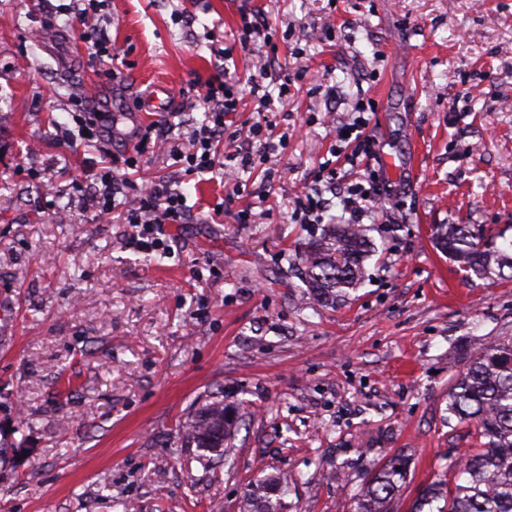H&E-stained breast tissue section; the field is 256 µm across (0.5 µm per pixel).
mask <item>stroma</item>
I'll return each instance as SVG.
<instances>
[{
	"label": "stroma",
	"mask_w": 512,
	"mask_h": 512,
	"mask_svg": "<svg viewBox=\"0 0 512 512\" xmlns=\"http://www.w3.org/2000/svg\"><path fill=\"white\" fill-rule=\"evenodd\" d=\"M83 5L0 0V512H245L267 475L288 481L279 512H350L393 456L407 466L396 512L453 482L481 440L449 419L448 392L470 352L512 340V279L462 277L431 237L512 225V0H112L114 83L70 25ZM254 6L274 45L247 51L240 10ZM263 64L296 77L268 161L190 173L163 151L130 172L185 196L164 250L85 207L78 187L104 158L60 143L77 101L119 114L120 152L164 81L186 150L204 118L192 81ZM361 98L377 156L340 173L387 189L363 218L376 251L349 298L322 306L289 260L323 224L293 211ZM216 397L240 419L229 460L205 461L184 429Z\"/></svg>",
	"instance_id": "35a3bbf8"
}]
</instances>
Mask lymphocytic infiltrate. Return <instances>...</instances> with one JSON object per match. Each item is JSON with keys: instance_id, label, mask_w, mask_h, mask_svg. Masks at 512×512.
<instances>
[{"instance_id": "1", "label": "lymphocytic infiltrate", "mask_w": 512, "mask_h": 512, "mask_svg": "<svg viewBox=\"0 0 512 512\" xmlns=\"http://www.w3.org/2000/svg\"><path fill=\"white\" fill-rule=\"evenodd\" d=\"M87 2V8L77 17L80 24L79 36L87 46L89 63L101 65L104 76L108 77L112 74L111 40L106 29L93 21L103 0ZM268 78L267 70L261 68L245 81L257 102L260 116L246 130L247 147L225 155L218 154L217 147L229 129L230 116L240 109V84L243 81L229 71L221 70L201 83L197 96L200 107L206 112V119L191 132L192 151H181L177 154L179 162L184 164L187 171L209 172L224 161L235 163L237 168L250 170L276 151L277 145L271 138L272 121L268 114L275 109V96H287L291 78L285 72L278 75L279 92L275 95L266 86ZM372 109L370 101L357 100L348 122L343 124L341 134L336 137L334 154L344 158L350 166L370 164L376 157L375 139L368 130V114ZM108 122V113L82 107L81 117L76 122L77 133L62 131L61 140L68 147L76 146L81 140L96 145L104 144L112 139ZM136 137L138 142L134 150L113 156L111 168L100 174L99 187L86 196L85 202L100 216L108 217L116 206L117 196H125L123 221L135 227L136 245L152 251L164 246L160 237L163 225L184 223L187 210L184 195L167 181L158 180L137 185L118 178L117 169L137 168L140 154L148 151L154 143L152 129L138 130Z\"/></svg>"}]
</instances>
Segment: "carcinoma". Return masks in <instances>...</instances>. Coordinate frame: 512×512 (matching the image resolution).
I'll return each mask as SVG.
<instances>
[{
	"label": "carcinoma",
	"instance_id": "obj_1",
	"mask_svg": "<svg viewBox=\"0 0 512 512\" xmlns=\"http://www.w3.org/2000/svg\"><path fill=\"white\" fill-rule=\"evenodd\" d=\"M505 231L482 224H440L433 234L437 249L458 264L466 277L485 279L512 270V239L497 246ZM372 241L353 224H335L301 250L302 281L317 302L327 305L355 289ZM448 412L486 439L458 463L465 478L445 489L426 486L410 512H512V342H497L473 355L448 394ZM227 407L216 399L202 407L186 428V439L199 450L224 457V443L235 429ZM406 479L402 459L395 457L366 479L353 512H394L393 500Z\"/></svg>",
	"mask_w": 512,
	"mask_h": 512
}]
</instances>
